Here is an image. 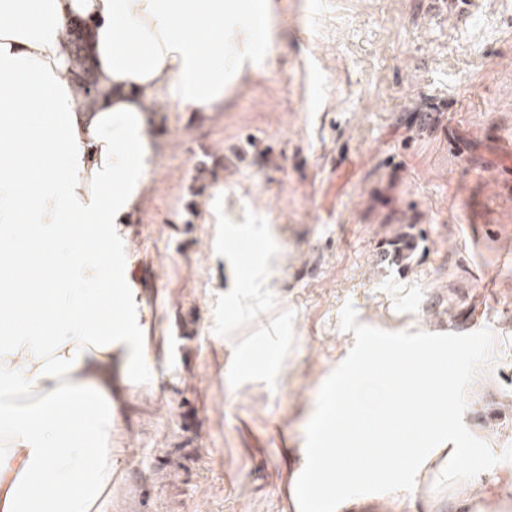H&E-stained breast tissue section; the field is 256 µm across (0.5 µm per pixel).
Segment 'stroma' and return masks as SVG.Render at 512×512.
<instances>
[{
	"instance_id": "stroma-1",
	"label": "stroma",
	"mask_w": 512,
	"mask_h": 512,
	"mask_svg": "<svg viewBox=\"0 0 512 512\" xmlns=\"http://www.w3.org/2000/svg\"><path fill=\"white\" fill-rule=\"evenodd\" d=\"M263 62L213 112L148 105L123 233L157 352L125 389L105 512H293L318 392L360 323L490 329L463 421L512 446V0H276ZM260 246L242 279L230 233ZM414 236L404 265L383 258ZM242 350L268 361L230 372ZM342 512H512V462Z\"/></svg>"
}]
</instances>
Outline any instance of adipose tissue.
<instances>
[{"mask_svg":"<svg viewBox=\"0 0 512 512\" xmlns=\"http://www.w3.org/2000/svg\"><path fill=\"white\" fill-rule=\"evenodd\" d=\"M274 0H0V258L41 262L79 224L60 277L0 282V512H101L126 385L148 375L118 245L154 146L147 102L212 112L274 38ZM92 30L98 97H76L70 22ZM38 312L40 329L16 314Z\"/></svg>","mask_w":512,"mask_h":512,"instance_id":"ef3b65f1","label":"adipose tissue"}]
</instances>
